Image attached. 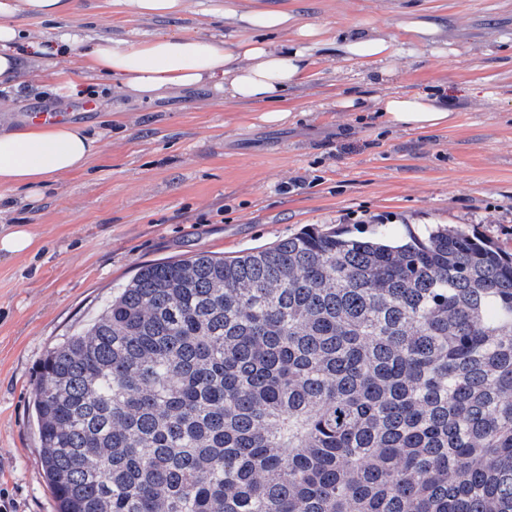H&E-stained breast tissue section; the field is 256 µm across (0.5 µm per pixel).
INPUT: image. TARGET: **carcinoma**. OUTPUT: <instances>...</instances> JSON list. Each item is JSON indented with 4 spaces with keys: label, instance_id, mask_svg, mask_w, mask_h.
I'll return each mask as SVG.
<instances>
[{
    "label": "carcinoma",
    "instance_id": "1",
    "mask_svg": "<svg viewBox=\"0 0 512 512\" xmlns=\"http://www.w3.org/2000/svg\"><path fill=\"white\" fill-rule=\"evenodd\" d=\"M33 409L56 512H512V256L374 224L144 264Z\"/></svg>",
    "mask_w": 512,
    "mask_h": 512
}]
</instances>
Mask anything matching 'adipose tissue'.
<instances>
[{
	"mask_svg": "<svg viewBox=\"0 0 512 512\" xmlns=\"http://www.w3.org/2000/svg\"><path fill=\"white\" fill-rule=\"evenodd\" d=\"M69 0H0V90L22 91L23 75L49 85L62 97L78 95L79 81H111L118 94L136 101H153L180 89L211 86L237 101L269 102L263 113L267 122L285 120L286 110L276 108L282 92L309 78L303 50L255 38L254 29L294 30L296 36L313 38L321 30L298 23L285 9H256L225 5L224 16L237 26L232 41L197 36L155 34L142 38L91 35L68 29L54 38L57 47L77 49L81 79L43 60L24 65L17 46L24 38L14 23L18 13L36 19L59 16ZM380 116L406 131H432L448 127L454 112L437 98L387 92L373 99ZM100 149V138L86 125L67 121L29 123L25 128L0 127V201L17 188L28 191L30 203L62 177L86 170Z\"/></svg>",
	"mask_w": 512,
	"mask_h": 512,
	"instance_id": "1",
	"label": "adipose tissue"
}]
</instances>
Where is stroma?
<instances>
[{
	"label": "stroma",
	"mask_w": 512,
	"mask_h": 512,
	"mask_svg": "<svg viewBox=\"0 0 512 512\" xmlns=\"http://www.w3.org/2000/svg\"><path fill=\"white\" fill-rule=\"evenodd\" d=\"M225 0H188L176 18H138L112 0H74L66 24L103 34H232L210 15ZM323 28L308 52L310 81L285 93L289 118L265 123L262 103L202 87L151 102L96 89L64 98L0 93V124L51 108L104 130L86 172L50 186L38 204L17 189L1 224H27L36 253L0 260V486L15 512H55L32 411L37 365L125 284L138 264L200 251L233 256L305 225L359 231L372 215L394 236L453 224L512 253V0H251ZM438 22L433 42L405 24ZM397 53L385 74L344 59V39L371 31ZM383 92L447 101L453 126L405 131L373 112ZM360 108L341 112L339 98Z\"/></svg>",
	"instance_id": "1"
}]
</instances>
